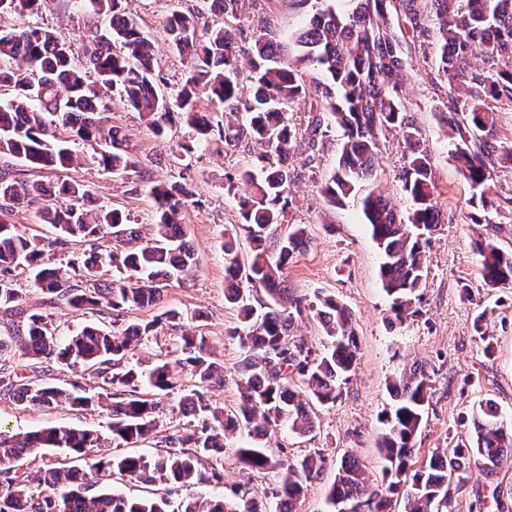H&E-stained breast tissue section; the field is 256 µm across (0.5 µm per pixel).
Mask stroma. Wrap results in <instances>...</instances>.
<instances>
[{
    "label": "stroma",
    "instance_id": "obj_1",
    "mask_svg": "<svg viewBox=\"0 0 512 512\" xmlns=\"http://www.w3.org/2000/svg\"><path fill=\"white\" fill-rule=\"evenodd\" d=\"M200 0H125L124 6L158 48L156 86L170 93L184 81L185 62L166 42L164 24L173 10L199 9ZM200 26L230 25L252 33L257 26L284 30L300 20L292 0H255L233 20L223 14L201 11ZM25 24L48 27L78 39L85 27L98 24L90 11L76 0H44L38 13L25 16ZM403 60L412 75L403 96L423 134V145L435 163L438 208L441 222L426 249V281L420 290L421 301L415 316L390 323L391 301L382 288L379 270L380 250L355 206H329L320 193L336 165V147L328 145L313 177L291 188L295 218L307 227L308 247L294 256L285 274L290 294L335 296L354 315L359 353L350 382L342 387L340 398L329 407L315 406L316 430L299 437L281 430L272 445H285L289 458L315 451L325 454L328 463L319 479L311 481L296 506L297 512H326L327 494L336 476L340 457H357L374 479H382L384 461L378 442L384 429L382 418L392 404L388 387L401 370L413 363L426 365L432 390L418 434L420 458L432 453H452L457 444L472 440L473 420L480 405L494 401L500 419L512 428V287L485 288L479 277L474 242L479 229L468 223L471 211L469 190L450 157L448 127L438 115L448 99L449 83L439 75L434 49L424 51L407 46ZM109 120L128 139L140 161L138 172L115 176L86 162L90 146H80L84 158L69 169L34 170L0 154V171L18 180H36L52 185L73 177L92 185L96 203L117 207L142 226L154 219V201L144 188L149 184L172 183L189 176L196 201L186 207L184 222L188 240L197 254L190 271L167 281L162 289L164 305L182 311L188 324L200 327L209 336L217 358L224 364V387L212 397L214 406L231 411L238 404L235 365L243 349L225 331L238 322L236 308L224 300L225 231L240 224L236 200L224 190V174L257 153L251 141L227 145L220 141L202 143L192 154L182 156L179 145L186 131L173 126L167 139L154 136L138 113L112 100ZM400 135L388 136L377 170L376 182L384 195L408 209L398 174L404 164ZM36 207L15 208L14 224L28 235L47 244L46 262L66 268L71 284L86 287L87 282L71 264L84 249L74 241L65 247L52 246L54 229L40 223ZM14 286L26 313L51 315L60 337H67L86 323L82 312L65 306H50L47 295L34 288L26 271H19ZM482 318L488 334L480 339L473 325ZM492 343V355H485V343ZM0 420L11 429L28 431L48 425L107 431L111 417L106 410L76 412L66 407L38 410L9 399H0ZM271 477H257L241 470L232 458L224 460V484L220 487L181 488L184 500H204L223 495L226 488L248 484L263 488ZM445 512H512V456L491 471L471 463L467 471L454 473L448 485Z\"/></svg>",
    "mask_w": 512,
    "mask_h": 512
}]
</instances>
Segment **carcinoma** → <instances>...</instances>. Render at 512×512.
I'll return each instance as SVG.
<instances>
[{
	"label": "carcinoma",
	"mask_w": 512,
	"mask_h": 512,
	"mask_svg": "<svg viewBox=\"0 0 512 512\" xmlns=\"http://www.w3.org/2000/svg\"><path fill=\"white\" fill-rule=\"evenodd\" d=\"M42 2L0 0V86L14 91L0 102V154L32 169H60L74 164L72 146L93 143L91 163L117 175L137 172L127 138L105 123L115 90L156 136H168L175 123L188 128L189 141L179 145L186 154L216 137L228 145L250 139L264 150L224 175L225 191L239 198L238 228L252 243L244 260L236 235L228 234L223 244L224 300L239 310V326L228 335L245 349L236 364L238 409L229 414L213 407L211 391L224 383V365L207 337L184 329L175 308L120 333L86 325L63 341L49 315L32 313L10 336L0 337V398L43 409L105 408L112 416L111 436L55 426L21 433L0 425V512H268L269 498L275 512H295L304 484L320 475L325 457L315 452L291 461L286 449L269 446L271 436L282 426L302 436L315 431L310 402H336L354 374L358 341L352 314L341 302L322 295L290 298L282 288L284 271L309 242L306 225L294 217L291 185L315 173L333 129L343 130L336 166L321 193L331 206L359 204L382 252V286L394 320L414 315L439 210L432 157L402 100L410 73L401 47L405 41L422 46L435 31L438 72L448 78L452 99L440 119L451 131V157L469 187L470 222L484 225L475 244L479 275L486 288L512 285V251L497 245L495 225L480 217L502 208L487 188L497 169L512 163V146H499L496 138L502 106L512 108V0H426L427 12L419 0H296L305 19L288 40L260 25L247 45L227 25L200 34L198 16L177 10L166 20L165 41L185 56L187 75L171 95L157 90L154 45L125 14L123 0H83L108 20V28L85 30L79 55L71 40L52 29L2 23L39 10ZM203 2L235 18L246 0ZM244 60L247 86L239 81ZM204 97L221 110L203 106ZM59 126L69 130V139L55 135ZM392 130L401 133L406 148L399 174L411 202L405 214L374 184L381 139ZM297 152L306 155L300 169L292 163ZM148 195L156 215L146 239L142 226L120 209L88 207L94 194L82 181H62L50 190L39 182L1 178L0 309L18 306L13 277L24 267L51 305L91 315L157 306L160 283L196 264L182 223L194 191L183 180L154 184ZM20 203L41 204L39 218L54 228L61 245L114 234L116 246L83 262L92 287L69 285L61 268L44 262L38 243L5 218ZM103 265L116 268L118 280L95 282ZM305 317L318 322L328 339L321 353L293 334ZM163 322L183 330L175 358L148 366L132 360V347ZM54 363L87 371L98 379V390L50 382L46 375ZM185 372L194 379L188 388L181 383ZM430 381L425 366L415 363L390 385L394 404L383 418L379 446L386 461L383 483L371 482L356 457H343L327 495L328 512H390L399 496L406 499L405 512H442L449 473L473 456L489 471L512 454V430L489 401L473 421L472 443L457 446L451 458L435 452L416 464ZM172 398L187 422L162 430L160 405ZM241 430L246 439L226 448L227 436ZM152 440L160 444L155 455L111 451ZM49 448L66 449L69 461L29 472ZM229 453L244 469L273 474L274 485L261 492L240 486L230 496L200 503L172 500L185 484H224ZM116 475L158 484L160 491L114 495L106 483Z\"/></svg>",
	"instance_id": "1"
}]
</instances>
